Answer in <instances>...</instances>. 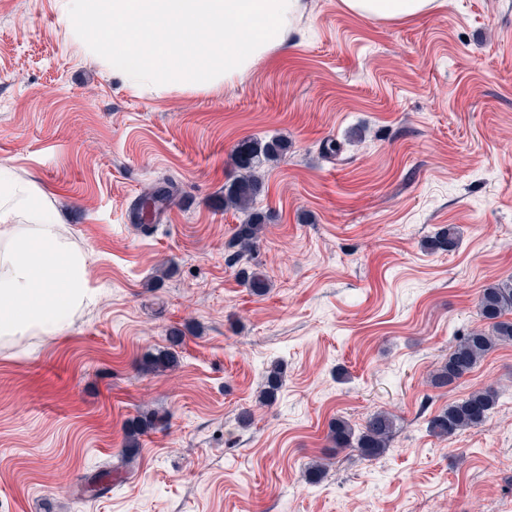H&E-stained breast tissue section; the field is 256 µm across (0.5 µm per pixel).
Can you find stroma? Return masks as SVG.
<instances>
[{
	"mask_svg": "<svg viewBox=\"0 0 512 512\" xmlns=\"http://www.w3.org/2000/svg\"><path fill=\"white\" fill-rule=\"evenodd\" d=\"M64 2L0 0V158L62 214L101 299L63 335L0 347V512H502L512 345L455 386L428 375L480 326V290L512 278V0L388 23L303 0L244 81L162 93L113 77L66 32ZM247 137L288 142L264 168L262 297L224 262L245 219L224 185ZM169 183L148 231L127 222ZM447 226L456 245L428 249ZM168 347L175 369L141 373ZM274 363L283 387L258 405ZM487 385L500 398L484 426L428 432ZM379 410L397 418L386 453H342L310 482L329 420ZM152 411L168 426L120 468L125 423Z\"/></svg>",
	"mask_w": 512,
	"mask_h": 512,
	"instance_id": "stroma-1",
	"label": "stroma"
}]
</instances>
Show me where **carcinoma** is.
<instances>
[{
    "label": "carcinoma",
    "mask_w": 512,
    "mask_h": 512,
    "mask_svg": "<svg viewBox=\"0 0 512 512\" xmlns=\"http://www.w3.org/2000/svg\"><path fill=\"white\" fill-rule=\"evenodd\" d=\"M287 151L288 142L281 138L275 137L266 142L251 137L240 140L232 154L236 175L224 185V210L234 209L247 215L243 223L235 225L226 242L224 260L228 266L237 268L242 283L256 296H264L270 290L269 280L260 265L250 264L268 221V215L256 208L257 199L264 191L262 169ZM455 240V228L450 226L429 237L427 245L433 251H446L453 247ZM477 306L485 326L453 336L448 358L430 376L432 387L441 389L459 383L489 352L500 345L512 344V279L482 289ZM177 361L175 352L159 350L145 358L143 371L162 375ZM283 381L281 368L272 365L264 376L259 402L270 405L276 401ZM498 399L499 391L492 386L474 390L430 418L427 429L434 436L447 438L479 427L489 419ZM166 424L167 417L154 413L128 421L122 452L125 463H132L138 455L141 436ZM395 433L396 418L385 411L373 412L359 428L342 417H336L328 424L327 450L333 456L351 449L362 459H373L390 448Z\"/></svg>",
    "instance_id": "cac0c4a2"
}]
</instances>
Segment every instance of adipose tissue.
Segmentation results:
<instances>
[{
  "instance_id": "1",
  "label": "adipose tissue",
  "mask_w": 512,
  "mask_h": 512,
  "mask_svg": "<svg viewBox=\"0 0 512 512\" xmlns=\"http://www.w3.org/2000/svg\"><path fill=\"white\" fill-rule=\"evenodd\" d=\"M365 20L394 22L429 12L435 0H342ZM100 300L85 255L74 247L38 187L0 161V344L61 334Z\"/></svg>"
}]
</instances>
